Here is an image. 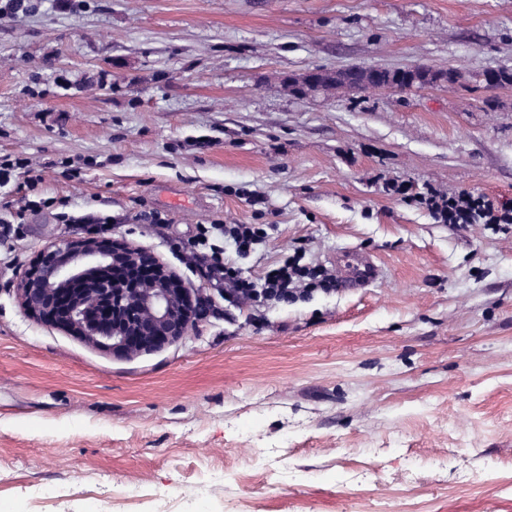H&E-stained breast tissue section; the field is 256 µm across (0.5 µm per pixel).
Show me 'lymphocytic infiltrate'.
I'll return each mask as SVG.
<instances>
[{
    "instance_id": "obj_1",
    "label": "lymphocytic infiltrate",
    "mask_w": 512,
    "mask_h": 512,
    "mask_svg": "<svg viewBox=\"0 0 512 512\" xmlns=\"http://www.w3.org/2000/svg\"><path fill=\"white\" fill-rule=\"evenodd\" d=\"M268 237L264 224H201L185 256L189 269L201 280L223 290L227 305L239 308L256 301L287 304L297 298L336 286V276L320 265L305 263L303 251L266 267L256 279L241 276L224 258V243L232 241L246 254Z\"/></svg>"
}]
</instances>
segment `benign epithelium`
Masks as SVG:
<instances>
[{
  "instance_id": "1",
  "label": "benign epithelium",
  "mask_w": 512,
  "mask_h": 512,
  "mask_svg": "<svg viewBox=\"0 0 512 512\" xmlns=\"http://www.w3.org/2000/svg\"><path fill=\"white\" fill-rule=\"evenodd\" d=\"M152 278H142L144 269ZM174 274L146 250L93 236L62 237L40 251L18 284L25 313L127 354L190 335L212 299L172 285Z\"/></svg>"
}]
</instances>
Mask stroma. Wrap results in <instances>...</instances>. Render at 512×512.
Returning <instances> with one entry per match:
<instances>
[{
  "instance_id": "stroma-1",
  "label": "stroma",
  "mask_w": 512,
  "mask_h": 512,
  "mask_svg": "<svg viewBox=\"0 0 512 512\" xmlns=\"http://www.w3.org/2000/svg\"><path fill=\"white\" fill-rule=\"evenodd\" d=\"M456 70L402 93L289 95L313 67ZM512 0H31L0 12V512H512ZM262 198L260 209L245 194ZM159 214L154 226L146 213ZM183 256L201 224H269L225 257L303 250L379 278L207 317L121 355L29 317L17 284L79 217ZM55 488L47 499L43 488ZM487 215L479 208H463L452 199H448V224H467L485 218ZM350 261L339 263L345 282L354 286H366L379 276L378 266L366 255L359 252L350 254Z\"/></svg>"
}]
</instances>
